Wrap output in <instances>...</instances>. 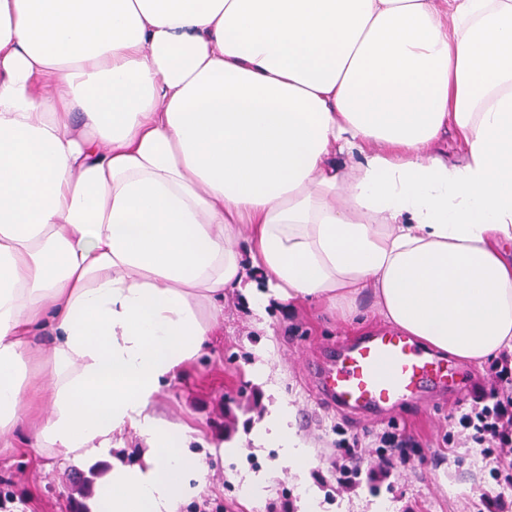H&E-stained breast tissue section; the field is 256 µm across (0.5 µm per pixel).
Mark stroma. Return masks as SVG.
I'll return each mask as SVG.
<instances>
[{
  "label": "stroma",
  "mask_w": 512,
  "mask_h": 512,
  "mask_svg": "<svg viewBox=\"0 0 512 512\" xmlns=\"http://www.w3.org/2000/svg\"><path fill=\"white\" fill-rule=\"evenodd\" d=\"M359 307L361 316L349 322L317 302H273L260 316L241 297L225 299L210 348L157 403L160 418L189 426L187 452L207 466L204 479L187 478L178 512H305L309 501L316 512H487L478 486L492 483L497 460L455 447L448 432L458 405L489 386L488 363L452 359L453 391L375 416H351L319 400L311 362L385 325L372 298ZM283 412L308 454L304 470L289 465L279 438L258 436ZM383 433L406 440L408 457L378 494L365 474L357 490L329 486L338 449L361 443L363 461L371 462ZM141 446L130 433L91 462L0 447V512H91L97 479L113 459L137 458Z\"/></svg>",
  "instance_id": "obj_1"
}]
</instances>
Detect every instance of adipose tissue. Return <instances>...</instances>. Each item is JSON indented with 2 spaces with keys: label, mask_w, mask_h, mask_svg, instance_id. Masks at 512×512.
<instances>
[{
  "label": "adipose tissue",
  "mask_w": 512,
  "mask_h": 512,
  "mask_svg": "<svg viewBox=\"0 0 512 512\" xmlns=\"http://www.w3.org/2000/svg\"><path fill=\"white\" fill-rule=\"evenodd\" d=\"M234 292L512 351V0H0V435L41 365L29 446L136 432L95 512H176L154 406Z\"/></svg>",
  "instance_id": "1"
}]
</instances>
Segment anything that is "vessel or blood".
Wrapping results in <instances>:
<instances>
[{
    "mask_svg": "<svg viewBox=\"0 0 512 512\" xmlns=\"http://www.w3.org/2000/svg\"><path fill=\"white\" fill-rule=\"evenodd\" d=\"M317 395L340 411L373 413L445 390L453 374L400 331H371L314 366Z\"/></svg>",
    "mask_w": 512,
    "mask_h": 512,
    "instance_id": "obj_1",
    "label": "vessel or blood"
}]
</instances>
